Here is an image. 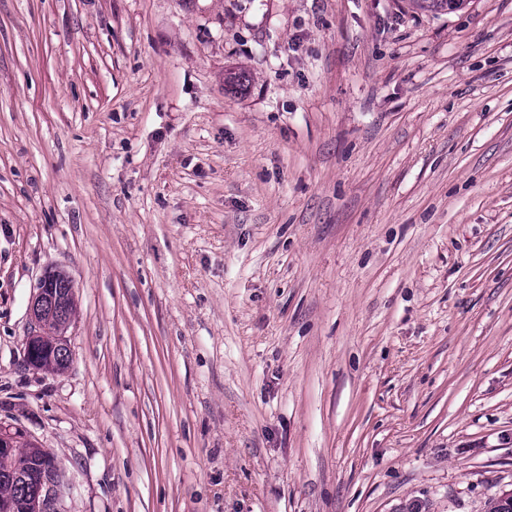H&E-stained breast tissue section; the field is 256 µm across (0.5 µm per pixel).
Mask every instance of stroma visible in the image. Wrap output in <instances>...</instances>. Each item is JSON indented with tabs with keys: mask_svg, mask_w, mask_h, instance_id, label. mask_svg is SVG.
<instances>
[{
	"mask_svg": "<svg viewBox=\"0 0 512 512\" xmlns=\"http://www.w3.org/2000/svg\"><path fill=\"white\" fill-rule=\"evenodd\" d=\"M0 422L60 512L512 492V0H0ZM60 274L63 273L55 270L47 271L39 280L29 305L30 330L25 337L24 351L28 365L37 370H42L37 358L39 351L44 347L42 328L56 313L57 295L54 293V288H58V292L61 291L64 294H68L69 290L73 288L71 281L66 276L53 281ZM50 282V287L46 288ZM75 307L73 293L61 307L58 317L47 323L45 334L49 339L63 332L65 328H69ZM45 453L38 468L31 473L28 482L33 485L34 492L25 505L26 512H51L56 511L53 505L59 502L70 482L57 469L53 457L45 448Z\"/></svg>",
	"mask_w": 512,
	"mask_h": 512,
	"instance_id": "1",
	"label": "stroma"
}]
</instances>
